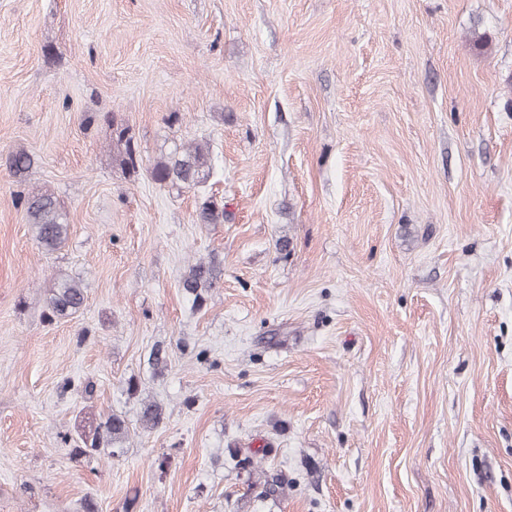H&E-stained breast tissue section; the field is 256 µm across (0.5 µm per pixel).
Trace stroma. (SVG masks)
Returning a JSON list of instances; mask_svg holds the SVG:
<instances>
[{
    "label": "stroma",
    "mask_w": 512,
    "mask_h": 512,
    "mask_svg": "<svg viewBox=\"0 0 512 512\" xmlns=\"http://www.w3.org/2000/svg\"><path fill=\"white\" fill-rule=\"evenodd\" d=\"M197 141L205 192L152 180ZM62 273L85 302L50 321ZM112 412L125 453L74 457ZM89 500L512 512V0H0V512ZM112 141L120 151L122 165L129 174H138L141 167V157L135 146L133 137L129 135V129L123 125L115 124L112 120ZM16 205L24 209L35 238L45 250L54 251L62 246L67 235V215L53 194L20 191ZM196 207V221L199 224H220L224 221V203H218L213 197L200 199ZM214 266L209 262L198 261L190 265L188 272L182 278V288L193 302L201 305L205 300V293L215 288L217 278Z\"/></svg>",
    "instance_id": "35a3bbf8"
}]
</instances>
